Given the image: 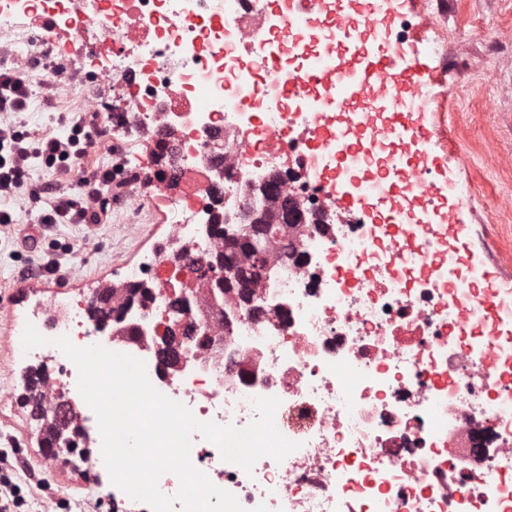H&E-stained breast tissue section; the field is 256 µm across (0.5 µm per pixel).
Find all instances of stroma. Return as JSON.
Instances as JSON below:
<instances>
[{"instance_id": "35a3bbf8", "label": "stroma", "mask_w": 512, "mask_h": 512, "mask_svg": "<svg viewBox=\"0 0 512 512\" xmlns=\"http://www.w3.org/2000/svg\"><path fill=\"white\" fill-rule=\"evenodd\" d=\"M444 8L448 53L430 60L442 96V111L428 115L430 129L444 135L448 162L456 176L475 183L480 197L462 212L478 250L512 277V0H438ZM71 112L54 98L20 119L32 138H66ZM106 116L87 120L94 147L69 171L34 162L30 182L44 199L79 190L81 173L115 164L112 138L103 132ZM100 224H38L27 190L0 196V208L21 221L0 224V455L13 466L11 481L23 503L15 512H121L96 475L72 462L47 467L39 443L41 424L21 408L29 364L18 363L13 339L17 321L89 300L94 292L121 281L126 266L168 247L171 227L148 193L131 200L122 187L108 196Z\"/></svg>"}]
</instances>
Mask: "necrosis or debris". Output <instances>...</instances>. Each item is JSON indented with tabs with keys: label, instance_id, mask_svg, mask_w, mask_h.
I'll use <instances>...</instances> for the list:
<instances>
[{
	"label": "necrosis or debris",
	"instance_id": "necrosis-or-debris-1",
	"mask_svg": "<svg viewBox=\"0 0 512 512\" xmlns=\"http://www.w3.org/2000/svg\"><path fill=\"white\" fill-rule=\"evenodd\" d=\"M270 13L268 0H0V60L39 58L42 83L74 112L100 111L107 86L122 97L112 143L131 151L134 126L150 140L139 185L163 200L179 249L212 247L201 225L265 211L275 179L301 210L271 242L270 274L251 302L225 292L223 345L193 350L181 369L155 355L172 328L166 301L191 280L166 252L126 270L127 288L148 274L159 290L150 301L114 296L121 322L92 330L70 311L37 325L111 338L201 421L243 428L255 398H279L276 427L298 444L283 461L265 456L247 472L192 438L193 465L246 512H512V421L492 354L475 346L494 332L512 338V289L452 287L437 261L446 206L472 201L476 188L424 171L423 200L396 207L406 155L390 137L367 125L357 149L320 148L336 116L325 91L294 77L352 32L312 23L287 45L265 34ZM77 47L94 72L71 69ZM335 168L337 186L322 179ZM340 187L358 208H337ZM252 305L260 317L248 316ZM54 359L87 436L86 464L98 467L96 415L77 369L63 353Z\"/></svg>",
	"mask_w": 512,
	"mask_h": 512
}]
</instances>
